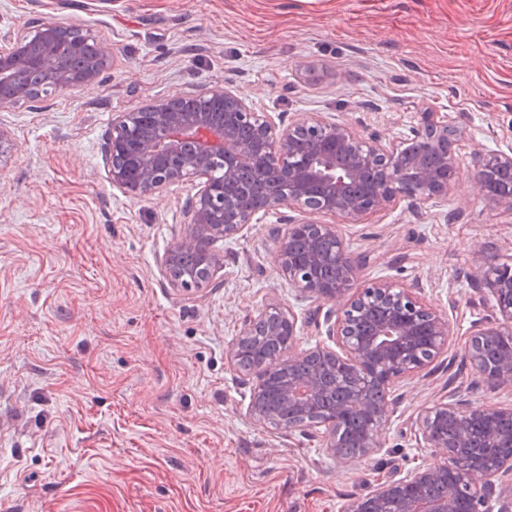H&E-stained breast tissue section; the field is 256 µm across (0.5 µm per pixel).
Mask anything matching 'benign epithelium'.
<instances>
[{
  "label": "benign epithelium",
  "instance_id": "1",
  "mask_svg": "<svg viewBox=\"0 0 512 512\" xmlns=\"http://www.w3.org/2000/svg\"><path fill=\"white\" fill-rule=\"evenodd\" d=\"M59 26L43 22L19 36L0 39V80L32 67L49 70L59 51ZM86 61L77 73H52L53 87L67 90L93 85L108 65L106 51L90 33L66 45ZM448 138V123L431 112L411 131L412 161L405 149L382 137L363 138L353 127L305 113L289 124L253 111L240 91L214 85L198 94L153 100L112 121L104 156L112 187L133 199L198 179L186 214L191 230L167 252L162 269L182 291L199 289L223 269L210 250L218 239L230 240L257 220L283 209L308 215L278 230L275 264L288 284L336 309L324 315L329 345L297 346V318L282 305H270L250 319L237 336H279L282 351L257 369L267 376L288 375L278 395L299 426L327 430L326 449L339 459L349 447L346 433L356 429V457L378 450L389 423L391 390L420 374L452 336L447 315L425 300L417 287L380 278L354 289L358 266L338 225L314 220L328 216L355 224L363 216L404 204L411 208L446 198L460 170L456 144L437 163L424 155ZM512 172V152L486 155L474 175L477 193L512 211V184L496 175ZM334 243V260L346 276L328 283L319 276L326 261L318 244ZM202 255L196 269H180L176 256ZM492 301L494 317L473 325L463 349L470 366L491 388L512 389V350L494 362L481 343L512 337V257L495 259L472 274ZM267 384L250 396L248 415L269 420ZM456 437L448 441V423ZM424 448L443 450V460L396 475L356 498L351 512H487L503 480L512 481V454H498L488 466L467 459L466 449L512 447V404H477L461 396L425 409L413 421Z\"/></svg>",
  "mask_w": 512,
  "mask_h": 512
}]
</instances>
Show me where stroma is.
I'll use <instances>...</instances> for the list:
<instances>
[{"instance_id": "35a3bbf8", "label": "stroma", "mask_w": 512, "mask_h": 512, "mask_svg": "<svg viewBox=\"0 0 512 512\" xmlns=\"http://www.w3.org/2000/svg\"><path fill=\"white\" fill-rule=\"evenodd\" d=\"M44 21L96 36L88 88L0 106V512H348L396 473L440 461L411 422L459 391L512 404L463 357L492 315L469 277L512 255V212L475 194L484 154L512 148V0H0V35ZM224 84L283 122L307 113L364 137L407 138L446 116L462 159L447 197L341 224L355 284L420 285L454 344L394 394L380 449L338 460L316 431L247 415L254 374L226 360L270 304L299 344L316 308L276 270L260 218L212 248L208 286L171 287L161 259L187 229L193 182L147 199L113 189V118Z\"/></svg>"}]
</instances>
